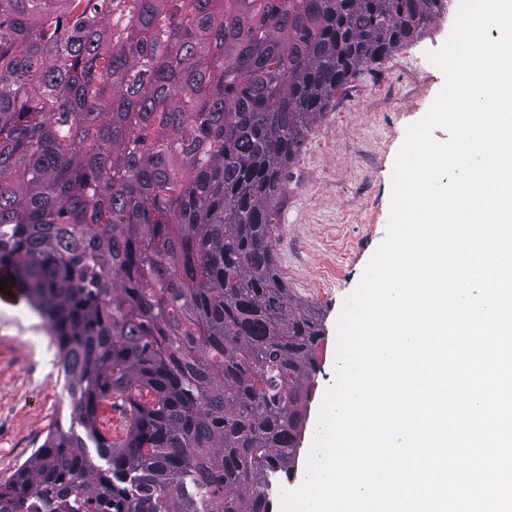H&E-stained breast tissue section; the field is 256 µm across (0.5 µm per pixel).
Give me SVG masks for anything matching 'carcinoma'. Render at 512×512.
Returning a JSON list of instances; mask_svg holds the SVG:
<instances>
[{
	"label": "carcinoma",
	"instance_id": "obj_1",
	"mask_svg": "<svg viewBox=\"0 0 512 512\" xmlns=\"http://www.w3.org/2000/svg\"><path fill=\"white\" fill-rule=\"evenodd\" d=\"M443 5L0 0V267L57 340L73 424L0 512H269L323 340L277 266L283 172ZM100 428L103 433H105V428L108 426L109 422L115 419V423L113 422V431H112V439L120 440L124 435V419L121 416L120 412L114 409H111L110 403H102L98 410Z\"/></svg>",
	"mask_w": 512,
	"mask_h": 512
}]
</instances>
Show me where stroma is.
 <instances>
[{"instance_id":"stroma-1","label":"stroma","mask_w":512,"mask_h":512,"mask_svg":"<svg viewBox=\"0 0 512 512\" xmlns=\"http://www.w3.org/2000/svg\"><path fill=\"white\" fill-rule=\"evenodd\" d=\"M459 0H446L423 34L339 90L304 137L283 180L277 264L293 295L319 309L320 372L314 377L293 477L299 488L320 404L334 381L336 321L386 236L392 171L408 128L422 120L444 77L426 58L451 33ZM56 341L25 300L0 302V484L12 479L54 427L69 428L70 396Z\"/></svg>"}]
</instances>
